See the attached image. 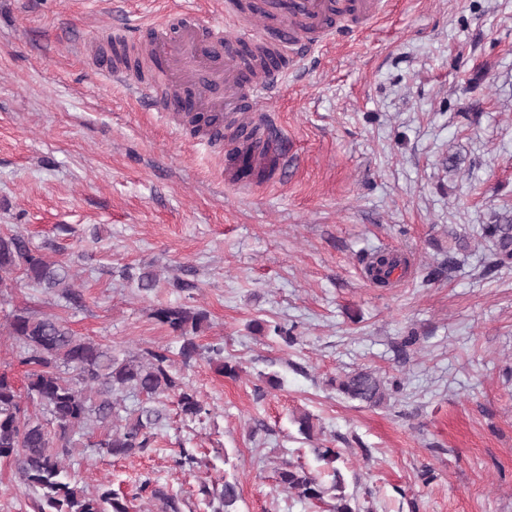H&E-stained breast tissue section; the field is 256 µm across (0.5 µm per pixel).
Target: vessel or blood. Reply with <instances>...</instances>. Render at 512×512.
<instances>
[{
  "label": "vessel or blood",
  "mask_w": 512,
  "mask_h": 512,
  "mask_svg": "<svg viewBox=\"0 0 512 512\" xmlns=\"http://www.w3.org/2000/svg\"><path fill=\"white\" fill-rule=\"evenodd\" d=\"M226 14L250 13L260 26L247 41L230 37L223 23L203 24L186 0H179L166 18L167 31L152 40L150 48L160 68L157 79L179 87L224 91V122L238 133V144L224 153V173L240 187H250L252 173L243 170L242 156L251 152L254 171L277 175L286 164V139L277 133L270 101L280 85L282 71H247L244 50L256 56H283L286 46L312 49L330 42L340 26L361 31L377 24L384 12L382 0H223ZM97 72L127 84L143 101L153 98L154 82L130 79L126 70L109 61Z\"/></svg>",
  "instance_id": "obj_1"
}]
</instances>
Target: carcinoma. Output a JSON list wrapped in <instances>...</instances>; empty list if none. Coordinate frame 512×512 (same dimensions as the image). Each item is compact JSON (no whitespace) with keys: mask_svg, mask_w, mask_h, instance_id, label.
<instances>
[{"mask_svg":"<svg viewBox=\"0 0 512 512\" xmlns=\"http://www.w3.org/2000/svg\"><path fill=\"white\" fill-rule=\"evenodd\" d=\"M116 57L140 78L154 70L147 47L134 57L125 51ZM479 235L490 248L484 274L512 267L511 219L482 224ZM399 267L400 259L384 253L372 255L366 264L380 286L388 285ZM16 271L32 288L58 293L69 302L77 299L67 262L33 248L21 234L0 235V289L15 287L17 281L3 278V274ZM122 275L142 290L156 287V276L150 270L132 272L127 268ZM153 316L182 339L179 356L184 365L204 355L216 373L235 372L236 367L224 359L223 345L202 350L193 340L207 321L206 312L170 304L156 309ZM7 328L19 347V364L27 367V398L39 412L32 413L22 404L12 377L0 372V458L12 460L20 480L42 490L36 512H129L127 503L109 487L87 493L64 470L62 461L72 456L79 439L98 429L106 430L103 438L93 443L99 453L124 457L144 452L151 447L164 419L162 410L153 403L162 397L172 398L183 418L195 420L206 413L198 392L171 369L166 348H145L137 355L119 358L109 347L76 335L58 316L27 310L14 313ZM337 390L370 406H379L388 397L385 384L371 371L345 376ZM127 392L145 396L148 405L127 411L120 400ZM316 453L332 470V489H341L336 467L339 452L318 448ZM278 478L285 490L303 499L320 500L326 492L318 479L301 467L287 464ZM141 491L160 502L162 512H182L181 500L151 481H144ZM203 492L218 499L215 512H234L239 498L237 483L226 480L221 488H205Z\"/></svg>","mask_w":512,"mask_h":512,"instance_id":"cac0c4a2","label":"carcinoma"}]
</instances>
